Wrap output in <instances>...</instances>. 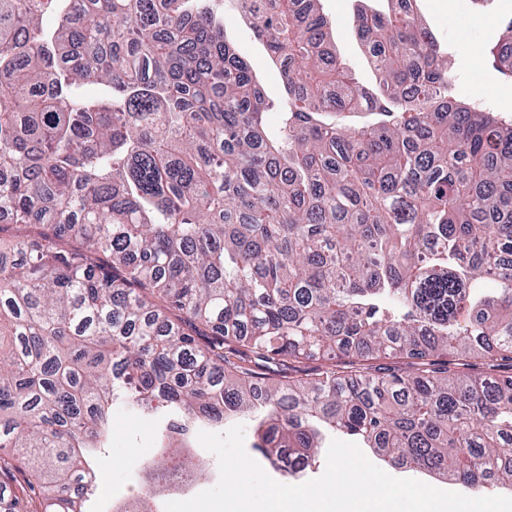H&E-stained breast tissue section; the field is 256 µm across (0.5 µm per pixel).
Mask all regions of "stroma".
<instances>
[{"mask_svg":"<svg viewBox=\"0 0 512 512\" xmlns=\"http://www.w3.org/2000/svg\"><path fill=\"white\" fill-rule=\"evenodd\" d=\"M357 0H321L336 49L363 84H371L372 73L353 24ZM427 27L448 54L450 76L458 100H486L495 110H512V83L500 79L482 51L494 47L508 21L512 0H414ZM224 26L238 53L257 71L269 102L266 121L276 124L282 110L284 77L267 63L263 45L237 14L224 16ZM154 440L149 424L128 418L124 409L112 413V443L95 460L99 485L105 493H94L86 502L87 512H111L113 499L126 496L138 485L145 461L142 453Z\"/></svg>","mask_w":512,"mask_h":512,"instance_id":"1","label":"stroma"}]
</instances>
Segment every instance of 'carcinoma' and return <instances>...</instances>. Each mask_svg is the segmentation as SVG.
<instances>
[{
	"label": "carcinoma",
	"mask_w": 512,
	"mask_h": 512,
	"mask_svg": "<svg viewBox=\"0 0 512 512\" xmlns=\"http://www.w3.org/2000/svg\"><path fill=\"white\" fill-rule=\"evenodd\" d=\"M387 2L368 87L320 0H232L285 75L271 129L224 0H0V512H83L117 406L196 480L174 424L246 417L289 479L331 430L512 488V124ZM490 57L512 78V21Z\"/></svg>",
	"instance_id": "carcinoma-1"
}]
</instances>
